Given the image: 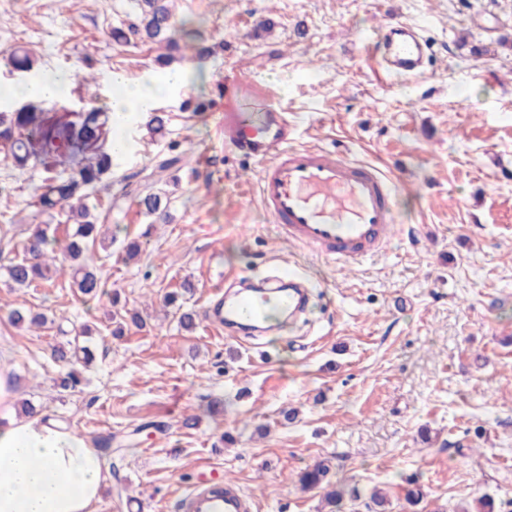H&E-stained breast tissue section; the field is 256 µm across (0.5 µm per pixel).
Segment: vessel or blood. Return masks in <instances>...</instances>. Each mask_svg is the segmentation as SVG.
Returning <instances> with one entry per match:
<instances>
[{"mask_svg":"<svg viewBox=\"0 0 512 512\" xmlns=\"http://www.w3.org/2000/svg\"><path fill=\"white\" fill-rule=\"evenodd\" d=\"M433 44L418 26L389 21L378 35L375 63L390 78L421 75ZM226 148L259 164L261 201L288 241L336 260L359 265L380 252L394 228L392 180L381 169L348 159L338 150L291 146L292 123L247 79L224 81ZM309 297L300 275L284 270L248 280L234 295L214 297L206 322L225 332H265L272 311L296 319ZM178 512H251V502L231 481H200L177 501Z\"/></svg>","mask_w":512,"mask_h":512,"instance_id":"obj_1","label":"vessel or blood"}]
</instances>
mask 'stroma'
I'll list each match as a JSON object with an SVG mask.
<instances>
[{
	"label": "stroma",
	"instance_id": "1",
	"mask_svg": "<svg viewBox=\"0 0 512 512\" xmlns=\"http://www.w3.org/2000/svg\"><path fill=\"white\" fill-rule=\"evenodd\" d=\"M173 3L209 53L174 56L201 83L159 96L164 136L129 128V151L90 191L117 230L99 259L105 294L83 302L60 275L15 290L0 274V316L22 306L48 318L27 329L0 319V364L21 378L12 400L90 442L115 434L97 512H175L196 481L219 476L257 512H319L298 475L326 457L341 483L383 488L388 512H454L485 494L512 512V0ZM134 13V0H0V85L21 80L9 62L21 48L35 69L73 75L67 94L37 103L45 125L109 109L112 73L134 82L159 65V45L112 40ZM391 18L435 43L423 75L377 74L370 46ZM241 75L287 112L294 144L343 149L394 179L385 250L345 269L280 236L258 165L224 147L223 102L183 107ZM41 187L40 170L0 149L4 257L22 256L28 226L67 224V211L35 207ZM157 191L170 197L164 223L139 207ZM131 239L141 251L129 261ZM274 268L305 277L314 309L262 356L212 331L204 310L235 278ZM185 282L180 307L162 308ZM127 309L144 327L113 336L109 313ZM184 310L193 329L179 324ZM86 323L95 360L78 390L59 392L53 351ZM285 408L298 411L286 425ZM191 415L196 425L183 427ZM411 479L425 493L415 510Z\"/></svg>",
	"mask_w": 512,
	"mask_h": 512
}]
</instances>
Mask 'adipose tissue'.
<instances>
[{"label":"adipose tissue","instance_id":"ef3b65f1","mask_svg":"<svg viewBox=\"0 0 512 512\" xmlns=\"http://www.w3.org/2000/svg\"><path fill=\"white\" fill-rule=\"evenodd\" d=\"M71 81L62 70L31 72L0 89V109L58 99ZM189 83L182 69H149L134 83L112 73L113 151L126 150L125 129L151 111L159 95H176ZM107 478L99 449L50 421L11 415L0 424V512H96Z\"/></svg>","mask_w":512,"mask_h":512}]
</instances>
